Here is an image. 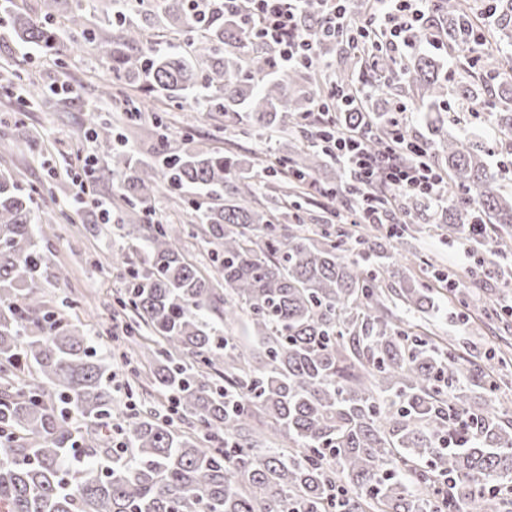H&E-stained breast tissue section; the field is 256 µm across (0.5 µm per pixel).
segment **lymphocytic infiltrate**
Here are the masks:
<instances>
[{
  "instance_id": "lymphocytic-infiltrate-1",
  "label": "lymphocytic infiltrate",
  "mask_w": 512,
  "mask_h": 512,
  "mask_svg": "<svg viewBox=\"0 0 512 512\" xmlns=\"http://www.w3.org/2000/svg\"><path fill=\"white\" fill-rule=\"evenodd\" d=\"M306 0H224L225 9L238 13L257 41L269 46L277 63L288 67H311L317 51L306 38L300 17ZM327 35L349 43L373 40L376 45L412 44L413 36L431 5V0H376L358 15H351L349 0H317ZM404 106L394 109V148L375 156L367 151L361 133L338 127V114L327 106L317 109L322 145L347 177L345 189L352 196L362 223L393 224L395 216L376 205L370 187L384 178L395 190H403L438 202L444 176L431 160L427 145L408 133Z\"/></svg>"
}]
</instances>
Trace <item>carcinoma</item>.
Returning <instances> with one entry per match:
<instances>
[{"label":"carcinoma","instance_id":"carcinoma-1","mask_svg":"<svg viewBox=\"0 0 512 512\" xmlns=\"http://www.w3.org/2000/svg\"><path fill=\"white\" fill-rule=\"evenodd\" d=\"M168 27L192 34L188 49L145 35L122 0L112 46L83 23L82 0H44L40 14L3 10L23 43L63 53L95 45L119 82L197 112H222L230 122L246 112V130L283 128L303 102L297 79L312 70L277 71L269 48L255 42L239 17L224 18L222 0H155ZM484 28L474 0H435L429 26L454 50L512 46V0L495 2ZM67 22V42L52 22ZM308 38L332 47L320 12L308 0L302 18ZM252 47L245 58L233 48ZM384 85L400 84L426 113L432 160L446 179L444 217L464 234L478 213L495 225L489 256L507 252L500 231L512 228V197L501 194L498 173L465 136L448 135L439 109L449 89L487 112L512 136V57L465 56L452 84L437 61L414 55L397 61L379 54ZM26 105L45 97L43 86L18 74ZM349 130L371 125L366 145L391 144L389 116L343 107ZM90 133L112 143V122L92 118ZM163 162L112 154L126 206L152 214L158 189L172 194L201 188L212 202L197 219L219 250V277L202 274L181 253L183 224H135L122 256L126 292L116 307L130 311L123 340L149 360L146 378L170 395L179 424L136 414L115 448L109 426L116 412L109 365L78 325L37 295L43 257L41 224L30 195L0 172V512H501L489 491L512 480V418L492 396L512 366V342L488 364L417 318L435 307L430 288L413 277L390 283V266L366 270L365 251L390 259L424 228L355 236L339 225L308 228L301 198L325 164L323 153L301 148L279 156L281 200L296 223L283 227L255 206L256 195L232 152L187 147L179 153L158 134ZM407 217L426 208L413 194L394 196ZM144 250L142 266L129 254ZM398 300L404 317L392 321ZM229 325L244 318L253 334L246 347L223 336L213 317ZM150 330L154 342L139 334Z\"/></svg>","mask_w":512,"mask_h":512}]
</instances>
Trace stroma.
Returning <instances> with one entry per match:
<instances>
[{"label": "stroma", "instance_id": "35a3bbf8", "mask_svg": "<svg viewBox=\"0 0 512 512\" xmlns=\"http://www.w3.org/2000/svg\"><path fill=\"white\" fill-rule=\"evenodd\" d=\"M0 67L19 68L39 81L52 85L41 107L20 106L14 94L0 88V171L9 172L19 188L29 193L42 223L56 227L55 236L39 241L38 248L45 262L39 280L42 293L52 305L69 310L73 323L83 326L99 356L112 355V303L123 288L120 272L113 268L112 257L127 242V227L136 223V216H126L124 224L101 223L94 208L74 214L68 206L71 184L68 176L80 170L84 152L97 158L96 181L92 191L120 206L119 192L109 168L110 153L106 147L85 140L83 132L90 126L92 113L112 115V128L122 133L120 149L137 157H150L154 152L158 130L155 115H162L168 126L172 151H179L185 139L203 149H223L226 141L237 140L239 158L265 169L269 184L281 180V173L267 170V160L292 152L310 135L302 119H294L285 129L257 132L248 137L237 136L233 126L224 122L220 112H183L168 109L162 99L124 86L113 88L111 97L100 95L105 74L100 53L93 48L65 54L62 61L45 56L32 45L22 44L12 28L0 20ZM136 98L143 114L132 127L125 124V99ZM448 130L464 133L479 142L487 162L500 174L503 193L512 196V144L501 135L490 116L484 112H463L454 97H447ZM206 203L205 193L187 189L180 197H156L152 220L163 224H191L195 214L191 201ZM428 233L409 245L433 273L423 274L431 284L436 308L423 315L429 331L436 335L467 338L478 353L489 351L495 341L481 323L482 298L501 302L512 297V251L494 262L476 265L464 254L458 234L443 224L439 208L430 206L421 217ZM474 282L475 298L470 301L468 323L451 316L444 277ZM131 368L122 361L112 366V394L119 412L114 425H123L133 414L148 407L159 412L168 409L167 399H155L153 392L128 387Z\"/></svg>", "mask_w": 512, "mask_h": 512}]
</instances>
